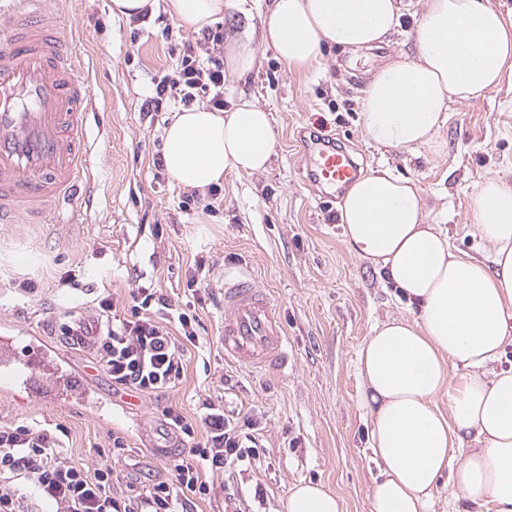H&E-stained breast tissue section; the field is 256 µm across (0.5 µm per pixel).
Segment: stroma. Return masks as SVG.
Masks as SVG:
<instances>
[{"label":"stroma","mask_w":512,"mask_h":512,"mask_svg":"<svg viewBox=\"0 0 512 512\" xmlns=\"http://www.w3.org/2000/svg\"><path fill=\"white\" fill-rule=\"evenodd\" d=\"M109 0H57L61 31L89 78L97 105L87 132L94 149L90 197L64 205L53 229L0 233V318L59 335L62 326L97 311L101 298L127 306L132 291L155 288L175 308L196 311L198 347L185 355L183 377L160 397L117 401L123 449L94 415L33 400L0 399V426L56 424L70 434L62 450L92 469L122 471L124 489L141 492L163 477L178 437L161 434L163 410L194 418L204 401L237 420H256L260 458L242 475L245 498L262 488L259 512H284L291 487L322 483L340 495L345 512H370L377 467L367 442L369 421L358 405L357 351L375 323L403 313L394 289L345 246L339 199L322 198L303 164L310 135L343 146L364 170L385 164L414 179L429 221L454 247L482 259L473 233L477 185L512 177V83L470 103L451 104L435 146L416 151L375 146L357 120L367 77L396 51L412 53V20L367 55L331 51L305 72L289 71L268 46L257 70L224 85L225 102L244 98L268 110L279 133L267 171L229 174L215 211L184 208L194 190L152 165L164 129L183 104L144 109L156 82L176 64L196 33L182 30L156 0L141 21L115 18ZM199 291L188 290L196 266ZM245 268L278 304L288 330L285 374L256 372L226 361L219 298L224 270ZM29 278L35 291L13 288Z\"/></svg>","instance_id":"35a3bbf8"}]
</instances>
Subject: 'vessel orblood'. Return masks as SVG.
<instances>
[{
	"instance_id": "obj_1",
	"label": "vessel or blood",
	"mask_w": 512,
	"mask_h": 512,
	"mask_svg": "<svg viewBox=\"0 0 512 512\" xmlns=\"http://www.w3.org/2000/svg\"><path fill=\"white\" fill-rule=\"evenodd\" d=\"M52 0H0L11 21L0 26V224L44 223L83 183L91 148L85 118L90 92L58 31ZM305 163L312 180L344 188L355 177L348 158L320 144ZM224 356L257 370L288 365L279 310L252 276L225 274ZM26 388L42 404L67 403L111 426L113 403L99 395L60 343L11 319L0 320V396Z\"/></svg>"
}]
</instances>
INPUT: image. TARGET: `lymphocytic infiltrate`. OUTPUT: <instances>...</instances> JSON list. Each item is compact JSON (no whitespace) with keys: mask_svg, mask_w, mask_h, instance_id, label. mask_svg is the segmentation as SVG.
I'll list each match as a JSON object with an SVG mask.
<instances>
[{"mask_svg":"<svg viewBox=\"0 0 512 512\" xmlns=\"http://www.w3.org/2000/svg\"><path fill=\"white\" fill-rule=\"evenodd\" d=\"M223 42L220 32L203 29L171 74L159 81L146 108L162 111L172 96L188 104L200 92L208 95L210 106L223 108L224 60L217 57L206 65L200 57ZM98 309L113 324L96 341L94 365L110 377L113 392L152 396L174 386L183 374L185 353L200 342L198 315L172 307L149 288L132 292L122 317H115L109 298H101ZM203 407L196 421L176 408L165 409L166 426L179 436L181 450L167 477L138 494L121 489V475L111 465L89 470L63 457L59 449L68 434L65 426H1L0 512H36L44 502L54 505V512H193L196 502L211 498L213 486L202 477L206 469L224 478V512H242L237 476L259 456L251 433L256 423L241 426L226 417L223 406L207 401ZM20 478L30 484L33 503L18 498L13 482Z\"/></svg>","mask_w":512,"mask_h":512,"instance_id":"1","label":"lymphocytic infiltrate"}]
</instances>
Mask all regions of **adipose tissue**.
Segmentation results:
<instances>
[{
    "instance_id": "adipose-tissue-1",
    "label": "adipose tissue",
    "mask_w": 512,
    "mask_h": 512,
    "mask_svg": "<svg viewBox=\"0 0 512 512\" xmlns=\"http://www.w3.org/2000/svg\"><path fill=\"white\" fill-rule=\"evenodd\" d=\"M236 2L165 0V9L198 33ZM415 8L416 52L395 54L368 77L359 123L368 141L385 148L430 146L451 101L483 97L512 66V20L487 0H272L261 40L303 72L333 49L379 48ZM276 142L269 112L241 99L221 111L175 113L162 157L178 184L203 190L230 173L265 171ZM474 205L486 262L453 247L429 223L418 184L392 169L359 174L340 203L346 247L405 304L358 351L359 404L378 467L371 512H431L443 478L452 512H512V368H492L512 344V180L486 178ZM285 512H344V503L302 482Z\"/></svg>"
}]
</instances>
